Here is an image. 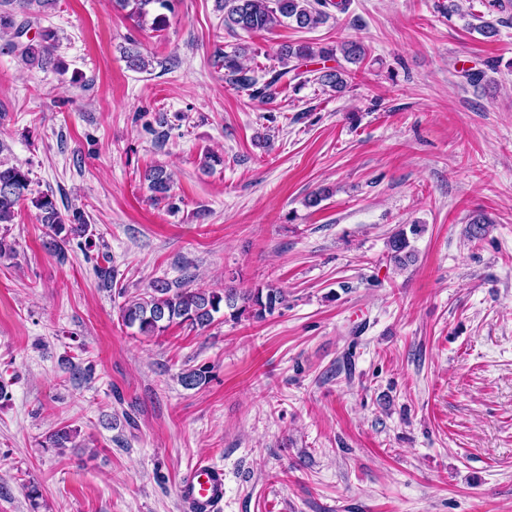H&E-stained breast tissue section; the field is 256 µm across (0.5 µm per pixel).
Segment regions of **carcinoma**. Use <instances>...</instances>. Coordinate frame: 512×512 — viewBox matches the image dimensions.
Here are the masks:
<instances>
[{
    "mask_svg": "<svg viewBox=\"0 0 512 512\" xmlns=\"http://www.w3.org/2000/svg\"><path fill=\"white\" fill-rule=\"evenodd\" d=\"M14 5L12 9L0 10V34L10 37L8 48L19 54L29 65L44 66L51 61L55 48V34L50 30L39 33L38 39L26 42L21 38L32 23L33 6L42 7L41 0H5ZM122 10H129V16L143 22L153 16L152 27L161 29L167 23L163 11L173 12V0H114ZM217 8L224 12V27L232 32L254 33L269 30L288 20L301 29H313L325 23L332 13L344 14L348 10V0H219ZM342 55L349 63L357 64L364 58L363 45L357 41H344L332 47H318L309 43L297 46L284 45L280 49L281 68L268 71L269 78L261 81L239 60V50L224 53V78L231 85L249 91V96L262 103H272L285 86H297L309 82L306 72L297 65H289L296 60L331 61ZM314 80L338 92L347 86L345 71L336 67H323L314 71ZM32 171L19 164L0 159V224H9L15 215V208L28 200L38 210L40 223L47 228L49 245L60 262L68 259L67 246L75 238L84 239L83 249L93 246L89 232V219L86 213L75 209L67 215L59 211L54 197L48 193L33 195ZM149 189L155 201H168L175 207L171 195V176L161 167H154L145 174ZM420 232L417 225L410 231L400 230L389 240L390 259L396 265H406L414 258L408 234ZM283 291L272 285L258 286L237 292L227 290H204L187 288L185 285L172 286L167 281L157 280L151 291L144 292L125 301L120 307L123 325L137 328L143 336H154L164 332L171 324H184L193 329L202 328L213 321V314L228 310L234 321L243 318L261 321L283 304ZM208 371L204 368L191 369L181 374V384L193 389L207 380Z\"/></svg>",
    "mask_w": 512,
    "mask_h": 512,
    "instance_id": "cac0c4a2",
    "label": "carcinoma"
}]
</instances>
